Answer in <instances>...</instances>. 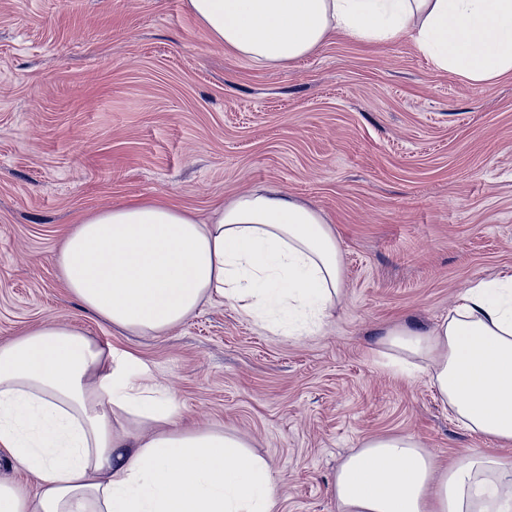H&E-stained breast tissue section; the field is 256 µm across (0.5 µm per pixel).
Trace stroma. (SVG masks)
<instances>
[{
  "label": "stroma",
  "mask_w": 512,
  "mask_h": 512,
  "mask_svg": "<svg viewBox=\"0 0 512 512\" xmlns=\"http://www.w3.org/2000/svg\"><path fill=\"white\" fill-rule=\"evenodd\" d=\"M276 187L336 234L343 295L284 336L215 302L162 336L83 311L55 257L73 224L155 198L206 218ZM512 269V75L437 70L412 37L330 39L292 65L226 52L186 0H0V343L47 324L134 352L186 420L243 435L272 465L278 512H337L340 459L410 434L452 461L487 440L378 340L447 315Z\"/></svg>",
  "instance_id": "35a3bbf8"
}]
</instances>
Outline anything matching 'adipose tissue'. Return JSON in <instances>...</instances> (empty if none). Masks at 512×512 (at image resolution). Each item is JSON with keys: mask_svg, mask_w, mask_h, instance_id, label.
Listing matches in <instances>:
<instances>
[{"mask_svg": "<svg viewBox=\"0 0 512 512\" xmlns=\"http://www.w3.org/2000/svg\"><path fill=\"white\" fill-rule=\"evenodd\" d=\"M212 41L285 66L331 36L413 37L434 66L485 83L512 73V0H187ZM81 306L137 336H158L226 302L288 336L312 332L342 288L322 215L262 187L206 220L138 201L89 215L56 258ZM380 364L426 374L453 418L491 448L452 464L411 435L363 441L337 468V512H512V271L469 285L428 328L386 330ZM0 448L35 488L0 480V512H277L269 462L220 428L184 423L133 352L46 326L0 344Z\"/></svg>", "mask_w": 512, "mask_h": 512, "instance_id": "ef3b65f1", "label": "adipose tissue"}]
</instances>
